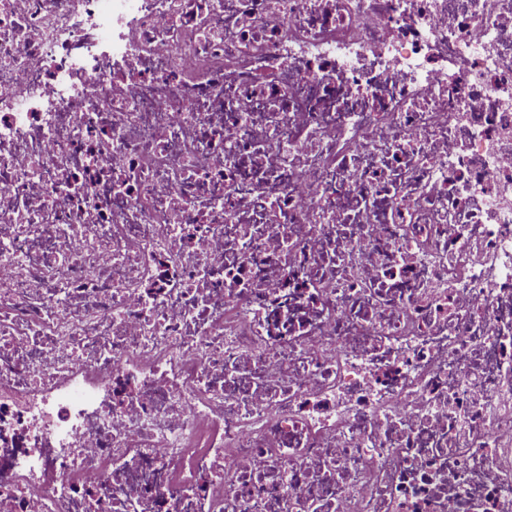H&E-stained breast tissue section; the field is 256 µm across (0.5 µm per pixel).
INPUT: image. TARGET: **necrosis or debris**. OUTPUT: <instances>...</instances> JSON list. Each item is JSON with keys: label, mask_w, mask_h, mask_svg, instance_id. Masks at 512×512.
Masks as SVG:
<instances>
[{"label": "necrosis or debris", "mask_w": 512, "mask_h": 512, "mask_svg": "<svg viewBox=\"0 0 512 512\" xmlns=\"http://www.w3.org/2000/svg\"><path fill=\"white\" fill-rule=\"evenodd\" d=\"M0 512H512V0H0Z\"/></svg>", "instance_id": "4bbe7bcc"}]
</instances>
